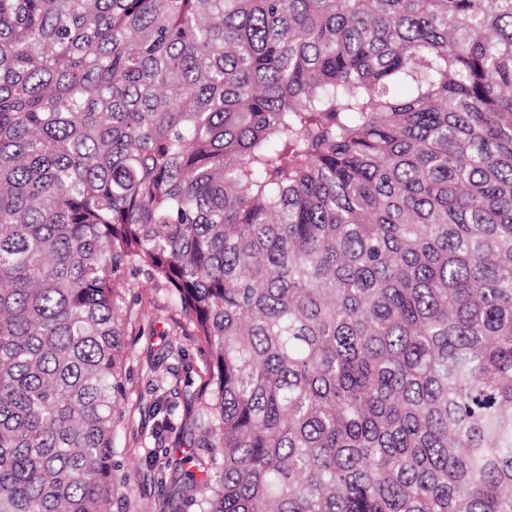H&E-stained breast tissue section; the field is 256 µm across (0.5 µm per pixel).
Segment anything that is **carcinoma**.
<instances>
[{"label":"carcinoma","instance_id":"cac0c4a2","mask_svg":"<svg viewBox=\"0 0 512 512\" xmlns=\"http://www.w3.org/2000/svg\"><path fill=\"white\" fill-rule=\"evenodd\" d=\"M146 286L188 512H512V0H0V512H112Z\"/></svg>","mask_w":512,"mask_h":512}]
</instances>
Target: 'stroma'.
<instances>
[{
	"mask_svg": "<svg viewBox=\"0 0 512 512\" xmlns=\"http://www.w3.org/2000/svg\"><path fill=\"white\" fill-rule=\"evenodd\" d=\"M129 301L132 315L125 336L117 455V473L127 483L113 510L179 512L177 501L157 482L149 457L154 449L165 447L172 451V463L192 471L185 458L196 450L199 436L189 416L208 355L195 343L162 289L136 290Z\"/></svg>",
	"mask_w": 512,
	"mask_h": 512,
	"instance_id": "obj_1",
	"label": "stroma"
}]
</instances>
